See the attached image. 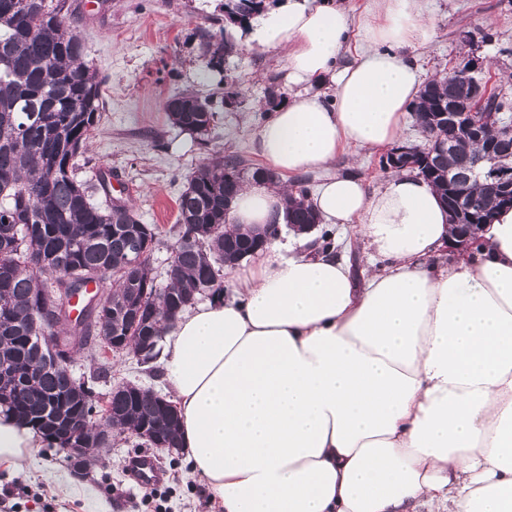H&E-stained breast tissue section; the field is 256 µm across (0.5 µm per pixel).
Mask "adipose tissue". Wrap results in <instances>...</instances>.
<instances>
[{"label": "adipose tissue", "mask_w": 512, "mask_h": 512, "mask_svg": "<svg viewBox=\"0 0 512 512\" xmlns=\"http://www.w3.org/2000/svg\"><path fill=\"white\" fill-rule=\"evenodd\" d=\"M296 92L258 131L279 174L324 171L323 223L357 228L371 264L271 237L229 297L185 310L158 359L180 441L219 512H512V209L478 250L443 257L448 212L422 177L379 187L332 173L349 148L396 143L415 101L423 0H372L354 63L337 67L343 0H288L252 20ZM330 85L332 98L319 88ZM286 188L245 185L227 231L282 225ZM47 437L0 411V465Z\"/></svg>", "instance_id": "obj_1"}]
</instances>
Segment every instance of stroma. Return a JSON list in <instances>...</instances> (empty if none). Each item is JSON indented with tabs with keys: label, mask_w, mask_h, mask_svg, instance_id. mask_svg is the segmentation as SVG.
<instances>
[{
	"label": "stroma",
	"mask_w": 512,
	"mask_h": 512,
	"mask_svg": "<svg viewBox=\"0 0 512 512\" xmlns=\"http://www.w3.org/2000/svg\"><path fill=\"white\" fill-rule=\"evenodd\" d=\"M79 21L87 61L105 83L104 110L87 147L88 163L79 172L94 203L132 205L143 223L158 225L160 243L149 258L157 283H164L173 256L177 201L190 175L213 152L242 155L263 166L257 132L270 113L264 99L269 76L287 83L283 52L248 44L245 31L224 27V0H68ZM425 13L434 36L416 50L423 79L462 64L467 55L483 60V76L492 90L512 91V0H425ZM216 40H231L236 50L209 63L200 45L202 32ZM473 32L475 41L463 44L459 34ZM240 93L237 106L224 104L227 85ZM190 89L212 99L215 117L206 137L174 127L163 110L165 102ZM381 151L352 149L342 153L333 172L363 179L369 187L388 177L381 170ZM111 171L109 191L98 185L100 172ZM109 382H134L158 389L133 356L112 354ZM130 434H116L86 478L106 484L112 512H213L205 486L193 475L184 454L156 450L166 469L157 492L139 486L129 476L127 462L138 453ZM71 477L64 456L54 448L40 449L34 465L21 472L0 466V490L14 489L11 512H83L77 498L50 493L47 476Z\"/></svg>",
	"instance_id": "obj_1"
}]
</instances>
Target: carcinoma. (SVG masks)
Listing matches in <instances>:
<instances>
[{
	"instance_id": "cac0c4a2",
	"label": "carcinoma",
	"mask_w": 512,
	"mask_h": 512,
	"mask_svg": "<svg viewBox=\"0 0 512 512\" xmlns=\"http://www.w3.org/2000/svg\"><path fill=\"white\" fill-rule=\"evenodd\" d=\"M267 6V0H225L224 17L243 29ZM103 84L86 61L68 0H0V357L11 366L0 373V389L7 391L0 407L39 431L56 425L62 444L69 442L64 425L74 421L87 448L105 447L96 430V386L107 379L108 362L87 379L66 381L47 365V349L30 341L34 324L66 326L63 335L74 340V353L91 362V342L110 343L133 327L160 342L167 325L197 295L224 291V268L261 246L260 235L229 233L224 224L244 184L277 179L238 155L212 157L178 200V239L167 283H156L145 260L128 269L137 247L158 241L159 228L142 223L125 204L91 203L77 176L78 158L102 116ZM459 95L442 76L422 87L412 112L426 140L448 142V119L433 123L429 117L448 111V100ZM165 109L184 130L203 133L214 119L209 100L191 90L168 100ZM486 111L512 112V98L494 92ZM469 161L467 147L456 145L422 161L416 171L445 203L448 176H465ZM298 186L288 195L285 222L315 225L317 217L305 205L306 181ZM108 274L117 277V288L98 290L82 314L71 318V300ZM133 299L144 307L137 322L125 312ZM110 396L109 426L123 431L155 425L164 447H180L178 419L164 411L161 397L142 388Z\"/></svg>"
}]
</instances>
